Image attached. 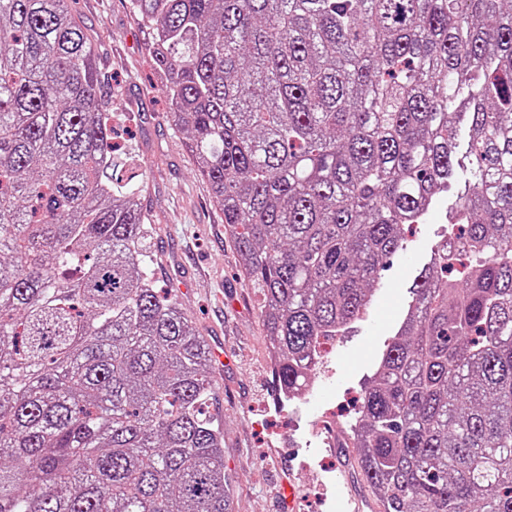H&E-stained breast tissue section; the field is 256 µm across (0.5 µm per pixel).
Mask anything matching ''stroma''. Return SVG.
I'll return each mask as SVG.
<instances>
[{
	"instance_id": "obj_1",
	"label": "stroma",
	"mask_w": 512,
	"mask_h": 512,
	"mask_svg": "<svg viewBox=\"0 0 512 512\" xmlns=\"http://www.w3.org/2000/svg\"><path fill=\"white\" fill-rule=\"evenodd\" d=\"M95 39L97 66L120 89L116 112H133L136 164L147 182L141 198L154 224L149 250L159 287L195 320L216 365V409L224 420V471L232 512H281L279 489L296 492L292 512H353L367 493L357 471L358 449L348 438L350 412L410 301L409 287L444 235L462 183L449 186L406 231V248L374 285L363 317L325 355L310 396L282 403L267 356L258 296L243 281L224 214L170 120L161 84L129 0H71Z\"/></svg>"
}]
</instances>
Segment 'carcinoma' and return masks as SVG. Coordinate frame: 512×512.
<instances>
[{
    "label": "carcinoma",
    "mask_w": 512,
    "mask_h": 512,
    "mask_svg": "<svg viewBox=\"0 0 512 512\" xmlns=\"http://www.w3.org/2000/svg\"><path fill=\"white\" fill-rule=\"evenodd\" d=\"M282 399L448 180L350 437L383 512H512V0H131ZM69 0H0V512H229L206 339L146 271Z\"/></svg>",
    "instance_id": "carcinoma-1"
}]
</instances>
